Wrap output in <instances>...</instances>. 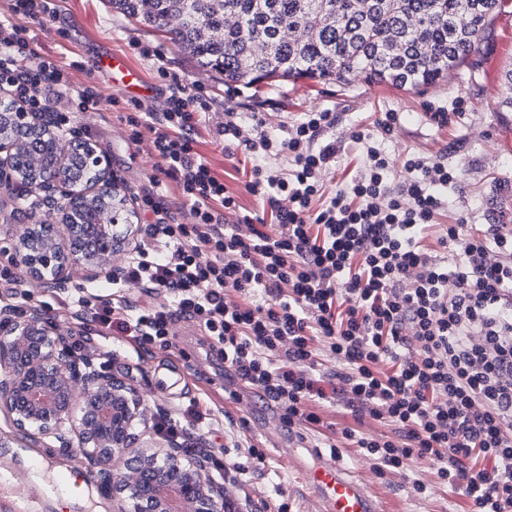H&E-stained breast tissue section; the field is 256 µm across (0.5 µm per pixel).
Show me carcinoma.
I'll return each mask as SVG.
<instances>
[{
  "label": "carcinoma",
  "mask_w": 512,
  "mask_h": 512,
  "mask_svg": "<svg viewBox=\"0 0 512 512\" xmlns=\"http://www.w3.org/2000/svg\"><path fill=\"white\" fill-rule=\"evenodd\" d=\"M512 0H111L127 17L171 36L200 66L246 88L278 81L418 89L467 63ZM65 146L37 157L57 174Z\"/></svg>",
  "instance_id": "1"
}]
</instances>
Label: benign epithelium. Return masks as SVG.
Returning <instances> with one entry per match:
<instances>
[{
	"mask_svg": "<svg viewBox=\"0 0 512 512\" xmlns=\"http://www.w3.org/2000/svg\"><path fill=\"white\" fill-rule=\"evenodd\" d=\"M35 128L57 134L45 112L0 113V183L18 179L43 192L51 221L23 224L12 239L17 262L32 280L50 290L65 281V272L81 266L107 277L119 273L118 258L131 253L137 228L133 211L111 200L118 186L95 147L79 149L86 179H51L19 160L31 145L18 131ZM98 208L101 220L85 224L84 207ZM0 412L19 431L49 437L62 448L76 446L99 468L102 488L112 493L116 512H222L224 484L205 476L208 460H184L175 442L140 443L136 427L147 409L132 384L98 370L92 360L73 359L66 333L50 328L44 313L29 309L22 318L0 312Z\"/></svg>",
	"mask_w": 512,
	"mask_h": 512,
	"instance_id": "1",
	"label": "benign epithelium"
}]
</instances>
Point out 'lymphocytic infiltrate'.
<instances>
[{
  "mask_svg": "<svg viewBox=\"0 0 512 512\" xmlns=\"http://www.w3.org/2000/svg\"><path fill=\"white\" fill-rule=\"evenodd\" d=\"M56 14V0H12L10 18L0 21V85L30 112L45 111L48 96H66L70 109L55 123L68 134L76 113L98 110L101 100L93 87L72 83L67 66L31 53L32 25ZM125 108L130 140L151 134L163 162L150 188L135 193L156 221L113 277L111 302L91 303L78 289L66 295L79 327L133 348L165 341L173 319L194 320L287 426L318 430L317 406L338 402L354 418L387 426L372 438L349 428L335 434L379 473L402 471L416 457L470 512H512V229L488 224L475 233L463 214L440 232L438 249L424 243L458 183V165L412 154L396 179L377 145L398 121L386 112L376 133L353 132L360 163L327 195L323 178L340 152L328 137L336 113H306L279 139L245 135L230 112L221 134L241 146L251 165L245 188L276 219L260 228L194 147L206 94L173 75L160 111L136 99ZM283 153L292 167L274 173L266 161ZM170 181L191 223L166 206ZM128 284L163 292L167 302L132 307L121 293ZM326 352L337 370L324 368ZM210 423L195 406L156 428L181 437L190 456L196 430Z\"/></svg>",
  "mask_w": 512,
  "mask_h": 512,
  "instance_id": "f902f5d3",
  "label": "lymphocytic infiltrate"
}]
</instances>
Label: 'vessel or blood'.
Wrapping results in <instances>:
<instances>
[{
    "label": "vessel or blood",
    "instance_id": "b4317fda",
    "mask_svg": "<svg viewBox=\"0 0 512 512\" xmlns=\"http://www.w3.org/2000/svg\"><path fill=\"white\" fill-rule=\"evenodd\" d=\"M90 67L106 77L114 96L148 100L153 96L150 85L127 59L117 53H105L91 61ZM278 457L300 468L310 487L318 512H379L370 487L343 469L336 459L314 456L312 465H303L295 448L273 441Z\"/></svg>",
    "mask_w": 512,
    "mask_h": 512
}]
</instances>
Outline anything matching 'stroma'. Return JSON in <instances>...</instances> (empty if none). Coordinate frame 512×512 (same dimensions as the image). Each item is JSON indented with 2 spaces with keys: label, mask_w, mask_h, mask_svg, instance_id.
<instances>
[{
  "label": "stroma",
  "mask_w": 512,
  "mask_h": 512,
  "mask_svg": "<svg viewBox=\"0 0 512 512\" xmlns=\"http://www.w3.org/2000/svg\"><path fill=\"white\" fill-rule=\"evenodd\" d=\"M59 13L45 26L36 27L32 50L41 57L71 64L74 83L102 87L103 81L82 68L86 58L112 51L125 56L139 69L154 89L149 104L160 110L165 97V82L156 72L157 62L183 77L189 87L202 88L210 97L211 108L195 130V148L224 178L238 204L262 214L272 223L270 211L262 210L244 188L245 178L238 173L222 144L220 131L224 113H243L260 118L268 133L285 137L289 125L304 113L328 111L339 115L335 135L343 148L336 169L324 177L325 193H333L354 170L360 150L351 139L355 128L373 126L381 113L394 112L399 122L383 147L395 161L406 155H447L449 162L462 166L461 182L448 194V207L438 216L441 224L455 223L461 211H469L474 224L512 225V112H501L497 103L503 88V74L512 66V7L500 14L483 33L476 52L466 66L449 73L437 85L418 90L395 88L386 84L367 85L362 79L351 84L276 82L245 88L225 84L223 76L207 70L156 29L128 19L112 9L108 0H58ZM142 46L152 47L159 60L139 54ZM463 102L465 113L453 114L455 102ZM123 103L102 99L101 108L77 119L76 142L93 143L104 156L112 178L126 192L149 187L161 160L149 138L131 142L128 127L121 116ZM448 112L447 122L431 121V113ZM18 183L0 187V273L11 280L0 287V310L22 313L41 308L49 325L68 330L74 327L71 313L61 302L66 293L80 288L96 302L111 300L112 286L102 278H92L81 269L51 291L28 281L24 267L15 262L8 250L17 225L37 224L43 209H18ZM176 346L167 349L160 342L145 344L140 353L112 351L111 339L97 338L85 344L82 355L94 356L102 370L116 375H133L150 411L171 414L206 399L215 421L212 433L201 446L209 458V472L245 462V449H233L230 436L264 451L268 466L254 474L247 485L225 482L224 494L247 499L249 512H264L265 502L282 496L288 512H313L311 493L299 472L287 461L276 459L265 440L269 421L279 420V410L263 403L253 393L241 389L224 366L221 346L207 335L199 323L178 318L170 327ZM0 458L7 463L0 469V512H51L57 502L63 512H112V497L100 488V477L80 455L78 449L64 450L51 439L35 442L24 436L12 420L0 412ZM337 460L353 475L367 481L384 512H467V502L449 493L428 462L412 459L400 473L379 474L374 463L359 456L355 449L339 448ZM79 471L89 480L78 491L65 484V474ZM418 479L427 486V494L415 498L408 494L409 481Z\"/></svg>",
  "instance_id": "stroma-1"
}]
</instances>
